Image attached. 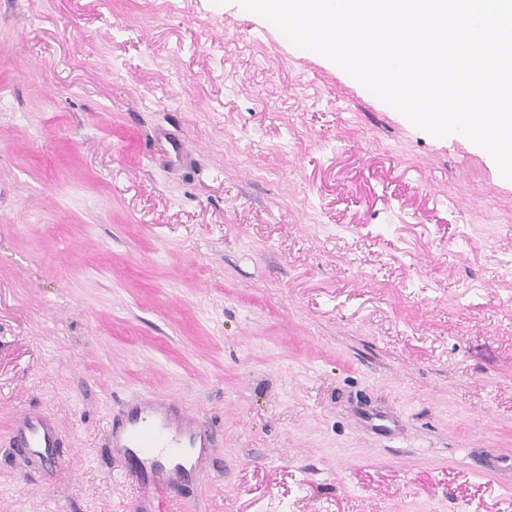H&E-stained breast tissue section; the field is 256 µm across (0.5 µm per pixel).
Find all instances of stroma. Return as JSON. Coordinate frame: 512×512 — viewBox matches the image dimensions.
<instances>
[{
    "label": "stroma",
    "mask_w": 512,
    "mask_h": 512,
    "mask_svg": "<svg viewBox=\"0 0 512 512\" xmlns=\"http://www.w3.org/2000/svg\"><path fill=\"white\" fill-rule=\"evenodd\" d=\"M145 393L165 512H512V180L235 0H0V512H135ZM133 408L119 431H112L111 449L124 450L136 460L129 476L142 490L144 500L139 509L145 512L164 510L168 488L178 479L181 469H167L160 457L167 448H213L214 444L196 421L180 412L174 403L143 397ZM166 435L171 446L161 445ZM13 442L16 446L28 448L37 457H44L54 448L57 435L51 422L40 412L24 410L15 419Z\"/></svg>",
    "instance_id": "35a3bbf8"
}]
</instances>
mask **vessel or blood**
Masks as SVG:
<instances>
[{
	"label": "vessel or blood",
	"mask_w": 512,
	"mask_h": 512,
	"mask_svg": "<svg viewBox=\"0 0 512 512\" xmlns=\"http://www.w3.org/2000/svg\"><path fill=\"white\" fill-rule=\"evenodd\" d=\"M57 441L49 420L39 412H20L14 423L13 442L37 457L46 456ZM212 441L196 419L180 412L173 403L142 398L128 414L122 428L113 432L112 448L125 451L136 460L131 477L141 489V512H162L169 487L178 479L179 469L166 468L162 455L168 447H211Z\"/></svg>",
	"instance_id": "vessel-or-blood-1"
}]
</instances>
